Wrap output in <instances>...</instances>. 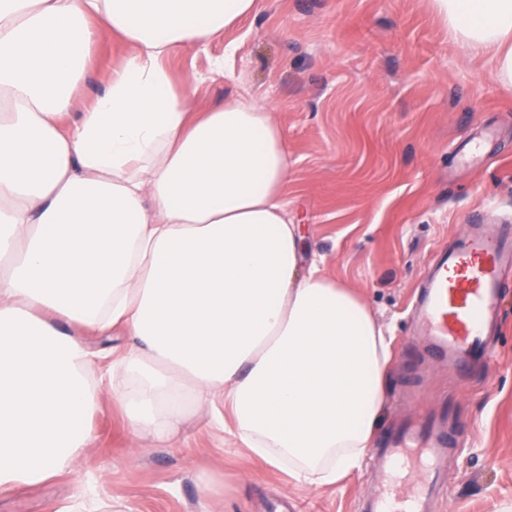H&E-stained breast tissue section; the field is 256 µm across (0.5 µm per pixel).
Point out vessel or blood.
Listing matches in <instances>:
<instances>
[{"mask_svg": "<svg viewBox=\"0 0 512 512\" xmlns=\"http://www.w3.org/2000/svg\"><path fill=\"white\" fill-rule=\"evenodd\" d=\"M512 273V225L470 224L435 251L415 302V335L451 369L490 358L488 337ZM455 442L440 409L389 437L377 456V478L363 512H433L446 490L444 464Z\"/></svg>", "mask_w": 512, "mask_h": 512, "instance_id": "1", "label": "vessel or blood"}]
</instances>
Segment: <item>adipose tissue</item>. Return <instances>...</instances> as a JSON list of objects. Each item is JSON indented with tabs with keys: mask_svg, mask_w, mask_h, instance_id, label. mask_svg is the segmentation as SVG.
Segmentation results:
<instances>
[{
	"mask_svg": "<svg viewBox=\"0 0 512 512\" xmlns=\"http://www.w3.org/2000/svg\"><path fill=\"white\" fill-rule=\"evenodd\" d=\"M512 86V0H431ZM260 0H0V489L37 485L90 440L86 347L56 320L132 341L112 368L134 432L178 438L183 401L229 415L297 484L358 470L381 426L391 341L351 289L303 264L272 111H194L166 58ZM130 51L87 101L93 41Z\"/></svg>",
	"mask_w": 512,
	"mask_h": 512,
	"instance_id": "obj_1",
	"label": "adipose tissue"
}]
</instances>
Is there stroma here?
Instances as JSON below:
<instances>
[{
  "label": "stroma",
  "mask_w": 512,
  "mask_h": 512,
  "mask_svg": "<svg viewBox=\"0 0 512 512\" xmlns=\"http://www.w3.org/2000/svg\"><path fill=\"white\" fill-rule=\"evenodd\" d=\"M129 52L95 45L84 82L92 99ZM223 59V71L213 67ZM195 75L193 102L228 98L272 109L288 139V210L307 254L355 291L393 338L385 440L436 407L463 444L448 458L440 512H512V287L483 369L441 367L414 339L411 300L433 253L466 225L512 224V87L493 59L455 40L431 0H261L257 13L205 49L171 56ZM98 392L91 441L76 464L36 486L0 490V512H359L372 462L333 488L295 484L252 457L231 428L187 400L180 436L134 433L116 395Z\"/></svg>",
  "instance_id": "1"
}]
</instances>
